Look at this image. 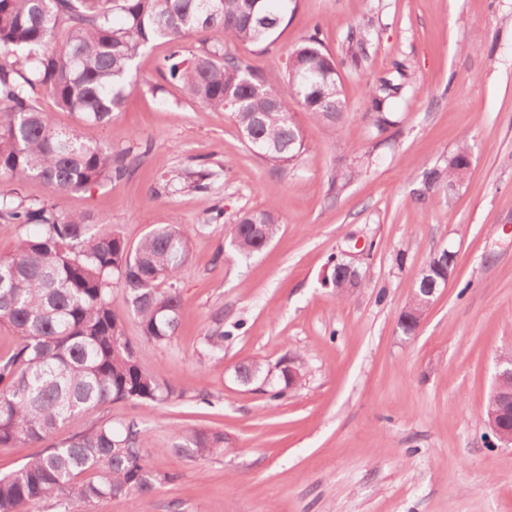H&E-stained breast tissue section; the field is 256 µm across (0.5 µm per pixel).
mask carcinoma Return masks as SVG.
Instances as JSON below:
<instances>
[{
    "label": "carcinoma",
    "mask_w": 512,
    "mask_h": 512,
    "mask_svg": "<svg viewBox=\"0 0 512 512\" xmlns=\"http://www.w3.org/2000/svg\"><path fill=\"white\" fill-rule=\"evenodd\" d=\"M292 0H0V177L35 178L56 190L78 191L122 178L128 155L84 141L75 128H60L40 109L43 92L82 121L107 124L122 109L135 61L152 42L170 51L159 71L182 84L195 102L229 113L249 131L247 145L266 165L297 162L304 137L295 120L299 104L340 132L346 107L336 60L311 34L288 53L280 70L256 75L232 52L242 42L269 50ZM204 33L201 47L186 39ZM372 33L352 28L342 65L367 60ZM395 78L368 87L374 125L385 133L396 120L390 100L403 88L407 66ZM0 221L41 233H19L14 253L0 257V321L19 338L0 356V447L38 441L71 417L98 405L163 402L185 392L144 369L137 347L112 310V287L122 288L142 336L163 344L175 334L182 298L175 281L189 259L192 229L156 227L131 249L117 233H101L100 220L62 214L47 199L27 200L18 189L0 192ZM280 228L274 205L240 215L227 227L230 244L244 256L263 251ZM421 275L410 304L424 314ZM261 365L243 363L237 378L249 384ZM269 399H281L288 375L267 381ZM146 431L136 422L100 424L44 449L18 470L0 477V512H31L46 500L94 503L146 497L170 479L151 471L143 456ZM224 451V434L195 429L177 434L167 452L203 458Z\"/></svg>",
    "instance_id": "1"
}]
</instances>
